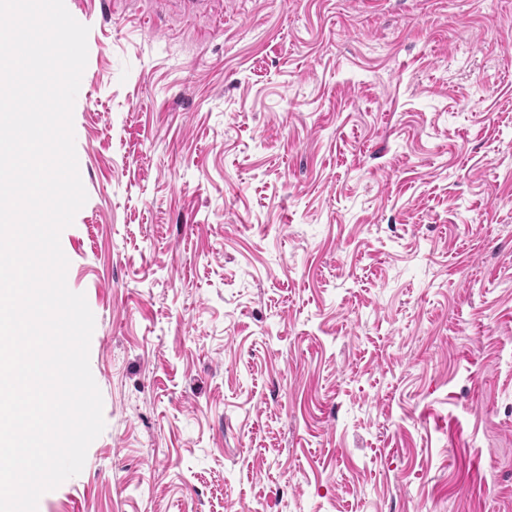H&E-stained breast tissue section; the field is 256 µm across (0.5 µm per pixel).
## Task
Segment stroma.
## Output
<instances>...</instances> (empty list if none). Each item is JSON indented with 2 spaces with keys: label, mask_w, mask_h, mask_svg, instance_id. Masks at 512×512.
Instances as JSON below:
<instances>
[{
  "label": "stroma",
  "mask_w": 512,
  "mask_h": 512,
  "mask_svg": "<svg viewBox=\"0 0 512 512\" xmlns=\"http://www.w3.org/2000/svg\"><path fill=\"white\" fill-rule=\"evenodd\" d=\"M65 4L105 429L38 512H512V0Z\"/></svg>",
  "instance_id": "stroma-1"
}]
</instances>
